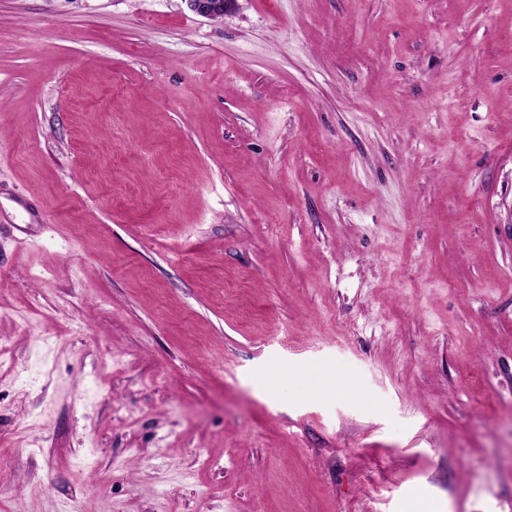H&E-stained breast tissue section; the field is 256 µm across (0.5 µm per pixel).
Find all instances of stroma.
<instances>
[{"instance_id":"1","label":"stroma","mask_w":512,"mask_h":512,"mask_svg":"<svg viewBox=\"0 0 512 512\" xmlns=\"http://www.w3.org/2000/svg\"><path fill=\"white\" fill-rule=\"evenodd\" d=\"M0 512H512V0H0Z\"/></svg>"}]
</instances>
